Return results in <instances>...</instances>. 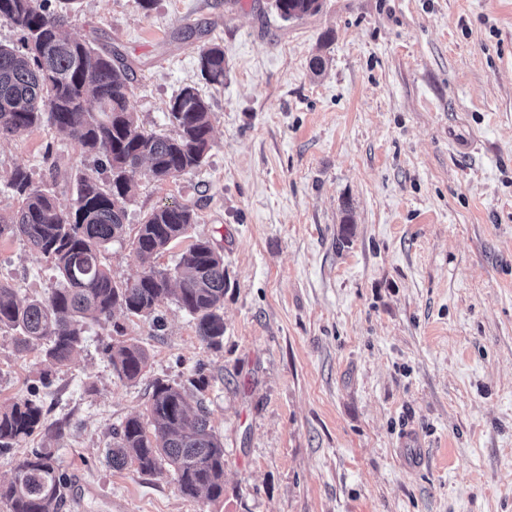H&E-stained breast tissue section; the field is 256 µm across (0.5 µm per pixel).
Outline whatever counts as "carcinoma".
I'll return each instance as SVG.
<instances>
[{
  "label": "carcinoma",
  "mask_w": 512,
  "mask_h": 512,
  "mask_svg": "<svg viewBox=\"0 0 512 512\" xmlns=\"http://www.w3.org/2000/svg\"><path fill=\"white\" fill-rule=\"evenodd\" d=\"M50 0H0V19L23 34L24 50L0 45V138L19 136L47 124L66 133L83 154L96 158L107 176L82 173L74 206L63 211L53 193L32 184L22 168L9 186L20 197L16 212L0 214V237H16L36 256L51 259L64 285L46 299L22 300L0 281V330L21 336L50 362L68 364L83 342L88 321L107 323L117 310L150 318L169 297L195 321L197 335L209 345L224 339V293L228 281L224 256L207 240L190 244L172 269H159L155 257L187 237L196 215L183 204L153 209L138 225L135 250L139 276L117 282L102 262V249L126 235L127 204L143 174L164 181L201 166L212 141L211 105L187 85L173 98V133L147 132L130 111L132 78L113 50L63 33L68 15ZM288 21L317 12L319 0H272ZM201 72L214 85L224 83V49L200 50ZM112 372L122 381L140 379L147 353L137 344L104 346ZM191 385L196 411L190 413L188 389L161 380L153 384L147 419L130 417L113 432L108 451L112 466H133L156 474L167 462L177 489L191 499L224 495V443L210 425L205 404L207 377ZM43 407L33 399L0 404V449L12 448L42 425ZM66 483L54 454L35 449L0 484V501L9 512H60Z\"/></svg>",
  "instance_id": "1"
}]
</instances>
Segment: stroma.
<instances>
[{"label":"stroma","instance_id":"stroma-1","mask_svg":"<svg viewBox=\"0 0 512 512\" xmlns=\"http://www.w3.org/2000/svg\"><path fill=\"white\" fill-rule=\"evenodd\" d=\"M66 31L123 55L146 130L169 131L184 86L210 103L202 165L139 178L103 262L135 279L143 218L190 206L188 238L156 263L196 239L223 254L224 340L201 341L173 301L158 327L121 312L88 323L65 367L0 331V403L44 408L0 451V482L48 448L68 480L61 512H512V0H322L288 21L271 0H74ZM213 43L220 85L201 73ZM94 166L44 125L2 138L0 211L19 205L16 168L68 210ZM0 280L44 299L60 277L4 237ZM115 337L147 352L137 382L112 373ZM201 363L224 443L215 501L181 496L171 469L106 456L155 380L186 383ZM408 429L423 443L414 470L396 454ZM201 72L208 82L220 85L224 82V49L218 44H211L200 50Z\"/></svg>","mask_w":512,"mask_h":512}]
</instances>
